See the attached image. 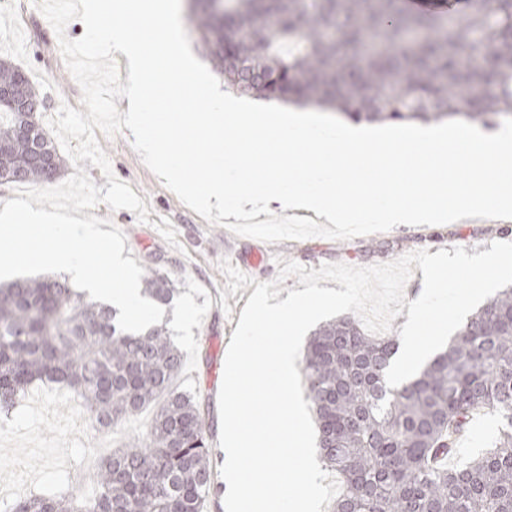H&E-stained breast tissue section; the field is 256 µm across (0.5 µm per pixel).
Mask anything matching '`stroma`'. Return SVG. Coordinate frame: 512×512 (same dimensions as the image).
<instances>
[{
    "mask_svg": "<svg viewBox=\"0 0 512 512\" xmlns=\"http://www.w3.org/2000/svg\"><path fill=\"white\" fill-rule=\"evenodd\" d=\"M0 56L10 58L39 91L37 114L47 125L61 105L82 110V91L61 55L56 33L28 0H0ZM114 175L129 184L149 210L147 222L135 213L98 205L94 216L109 219L125 235V256L147 266L157 259L175 271L181 293L170 313L172 339L184 354L173 386L199 401L210 426L213 467L221 465L218 394L229 343L257 283L275 280L279 269L296 262L306 269L325 263L370 266L417 251L464 248L489 250L512 234V219H462L442 226L398 225L390 231L348 240L312 237L277 243L234 235L188 208L143 163L129 130L98 135ZM168 220L176 231L169 244L156 224ZM153 418L146 409L109 429L87 417L73 388L34 382L9 418L0 417V493L10 500L56 494L68 486L91 494L94 469L113 452L145 432Z\"/></svg>",
    "mask_w": 512,
    "mask_h": 512,
    "instance_id": "1",
    "label": "stroma"
}]
</instances>
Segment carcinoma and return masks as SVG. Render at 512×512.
I'll return each mask as SVG.
<instances>
[{
    "mask_svg": "<svg viewBox=\"0 0 512 512\" xmlns=\"http://www.w3.org/2000/svg\"><path fill=\"white\" fill-rule=\"evenodd\" d=\"M233 24L218 28L206 0L194 30L228 85L224 52L263 78L254 96L331 108L354 122L441 121L483 125L512 117V0H467L422 11L404 0H221ZM35 84L0 59V86ZM30 115L0 100V185L42 183L19 137ZM55 172L69 164L49 136ZM176 280L146 268L143 295L169 307ZM119 311L44 276L0 284V416L35 381L77 388L107 429L152 406L150 429L101 460L97 492L34 496L10 512H202L214 483L209 428L196 398L173 389L183 354L164 324L119 329ZM392 337L365 335L341 317L311 334L302 358L321 461L340 475L334 512H512V287L476 310L448 345L395 388L386 371ZM498 420L493 446L457 468H438L473 410Z\"/></svg>",
    "mask_w": 512,
    "mask_h": 512,
    "instance_id": "carcinoma-1",
    "label": "carcinoma"
}]
</instances>
